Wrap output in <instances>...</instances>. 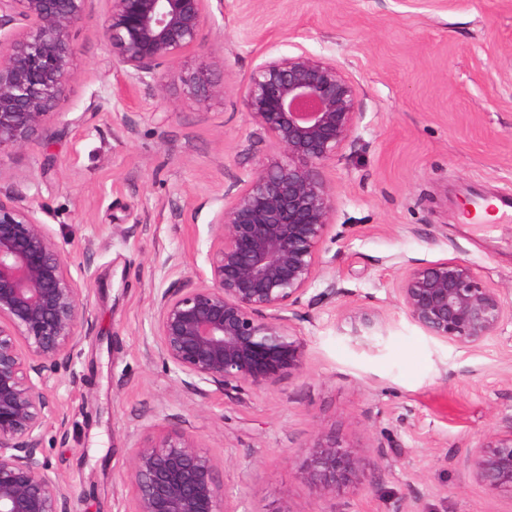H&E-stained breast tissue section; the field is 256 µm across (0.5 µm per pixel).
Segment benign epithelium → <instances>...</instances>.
I'll use <instances>...</instances> for the list:
<instances>
[{"instance_id": "obj_1", "label": "benign epithelium", "mask_w": 512, "mask_h": 512, "mask_svg": "<svg viewBox=\"0 0 512 512\" xmlns=\"http://www.w3.org/2000/svg\"><path fill=\"white\" fill-rule=\"evenodd\" d=\"M88 0H0V154L31 145L65 95L76 54L70 33ZM103 32L112 66L143 81L172 72L205 46L211 0H107ZM197 104L224 95L200 65L181 76ZM362 88L335 59L299 47L266 57L242 91L248 120L278 153L260 158L210 225L207 272L165 288L154 302L152 354L196 383L250 392L305 364L296 308L326 264L322 244L335 227L336 194L325 171L357 139ZM82 288L37 207L0 198V512H76L53 469L49 427L65 433L47 393L72 365L91 322ZM397 303L428 336L458 346L494 337L512 305L464 262L406 269ZM356 335L374 337L381 313L351 310ZM467 474L492 492L512 493V428L469 449ZM382 462L334 438L303 453L302 475L321 495L354 494ZM131 512H232L216 461L197 440L163 436L132 447Z\"/></svg>"}]
</instances>
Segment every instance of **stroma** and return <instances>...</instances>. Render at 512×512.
Returning <instances> with one entry per match:
<instances>
[{
  "mask_svg": "<svg viewBox=\"0 0 512 512\" xmlns=\"http://www.w3.org/2000/svg\"><path fill=\"white\" fill-rule=\"evenodd\" d=\"M105 0L71 32L73 78L45 132L0 154V196L39 218L85 283L87 339L50 396L67 418L49 459L77 512H130V451L198 439L232 512H512L465 459L512 424V322L461 348L413 324L393 288L405 268L463 261L512 303V220L468 224L467 192L512 199V0H213L206 49L224 96L198 106L177 75L130 83L112 67ZM335 58L360 83L364 120L326 176L336 193L325 266L296 326L299 372L240 396L186 383L151 355L153 305L207 269L210 226L253 163L277 154L241 89L262 57ZM343 301L321 293L327 280ZM382 311L379 353L357 351L350 308ZM383 457L357 495L316 494L300 475L313 439Z\"/></svg>",
  "mask_w": 512,
  "mask_h": 512,
  "instance_id": "35a3bbf8",
  "label": "stroma"
}]
</instances>
